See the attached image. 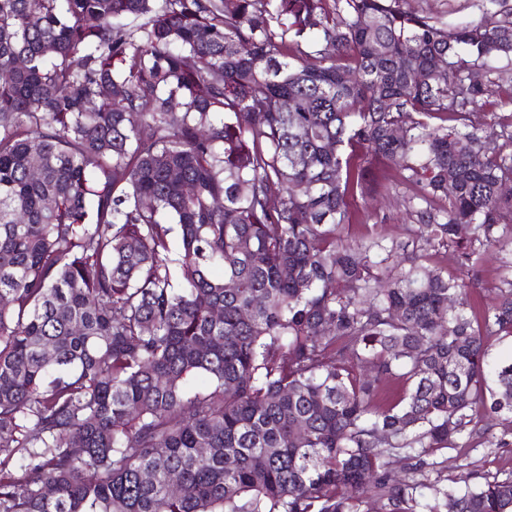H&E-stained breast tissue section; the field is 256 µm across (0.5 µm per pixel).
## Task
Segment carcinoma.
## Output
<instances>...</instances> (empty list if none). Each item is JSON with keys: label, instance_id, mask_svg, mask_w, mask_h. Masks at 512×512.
Wrapping results in <instances>:
<instances>
[{"label": "carcinoma", "instance_id": "cac0c4a2", "mask_svg": "<svg viewBox=\"0 0 512 512\" xmlns=\"http://www.w3.org/2000/svg\"><path fill=\"white\" fill-rule=\"evenodd\" d=\"M504 57L506 0H0V512H512L424 474L512 415V276L429 265L512 228ZM373 161L410 244L346 232ZM480 0H407V7L416 12L443 16L448 24L479 13ZM456 249L455 247L440 249L433 255L431 265L448 270V274H457L465 278L468 276L473 282L471 303L474 307L473 310L478 312L485 298L492 295L496 288L501 286L499 267L502 261H512V231L504 233L494 248L492 256L483 265L473 270L467 271L459 266Z\"/></svg>", "mask_w": 512, "mask_h": 512}]
</instances>
